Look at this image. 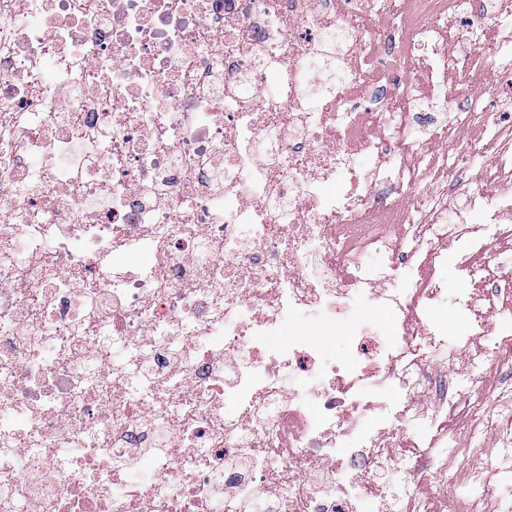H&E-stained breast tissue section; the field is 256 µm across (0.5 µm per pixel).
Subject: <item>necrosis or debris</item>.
<instances>
[{
  "label": "necrosis or debris",
  "mask_w": 512,
  "mask_h": 512,
  "mask_svg": "<svg viewBox=\"0 0 512 512\" xmlns=\"http://www.w3.org/2000/svg\"><path fill=\"white\" fill-rule=\"evenodd\" d=\"M385 2L0 0V512H512V23ZM447 256L440 271L442 280L448 286V292L453 293L456 288L463 285V275L460 267L459 259L455 250L447 246L444 249Z\"/></svg>",
  "instance_id": "4bbe7bcc"
}]
</instances>
